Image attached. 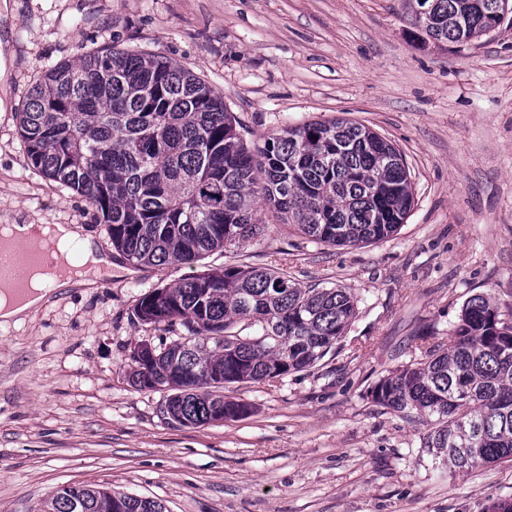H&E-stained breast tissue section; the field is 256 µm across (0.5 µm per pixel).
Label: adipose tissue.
<instances>
[{
	"label": "adipose tissue",
	"mask_w": 512,
	"mask_h": 512,
	"mask_svg": "<svg viewBox=\"0 0 512 512\" xmlns=\"http://www.w3.org/2000/svg\"><path fill=\"white\" fill-rule=\"evenodd\" d=\"M43 233L54 234L59 241V249L64 264L54 280L55 288H90L98 279L112 275V257L103 251L92 237L82 235L77 226L71 224H46ZM45 276L37 275L31 280L35 297H8L0 291V324H19L49 301L44 292Z\"/></svg>",
	"instance_id": "adipose-tissue-1"
}]
</instances>
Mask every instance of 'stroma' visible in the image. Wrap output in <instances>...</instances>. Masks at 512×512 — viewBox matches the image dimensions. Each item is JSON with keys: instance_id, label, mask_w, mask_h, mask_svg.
Returning <instances> with one entry per match:
<instances>
[{"instance_id": "35a3bbf8", "label": "stroma", "mask_w": 512, "mask_h": 512, "mask_svg": "<svg viewBox=\"0 0 512 512\" xmlns=\"http://www.w3.org/2000/svg\"><path fill=\"white\" fill-rule=\"evenodd\" d=\"M12 107L0 119V224H75L104 250L90 205L33 170L18 134L30 87L111 46L161 55L221 93L246 144L347 118L402 153L414 206L390 238L333 247L266 225L260 241L193 264L112 268L110 284L54 295L0 327V512H38L65 485L161 500L169 512H488L512 463L437 466L426 429L370 389L423 343L444 345L464 303L512 316V13L457 47H419L400 0H13ZM224 266L281 267L358 301L347 341L283 382L234 384L253 411L200 427L129 381L163 327L140 298Z\"/></svg>"}]
</instances>
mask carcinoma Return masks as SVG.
<instances>
[{"mask_svg": "<svg viewBox=\"0 0 512 512\" xmlns=\"http://www.w3.org/2000/svg\"><path fill=\"white\" fill-rule=\"evenodd\" d=\"M420 45L478 39L509 0H402ZM19 130L32 168L83 197L112 248L139 267L197 262L255 240L263 207L309 240H385L411 210L409 170L390 141L345 119L284 127L249 149L224 97L164 57L117 48L62 61L29 91ZM357 316L344 288H303L280 268L210 269L140 298L135 317L174 335L130 358L133 386L169 392L163 415L202 426L249 415L224 395L316 366ZM379 379L375 403L429 426L448 467L512 461V319L471 296L448 347ZM40 512H168L154 499L74 485Z\"/></svg>", "mask_w": 512, "mask_h": 512, "instance_id": "cac0c4a2", "label": "carcinoma"}]
</instances>
